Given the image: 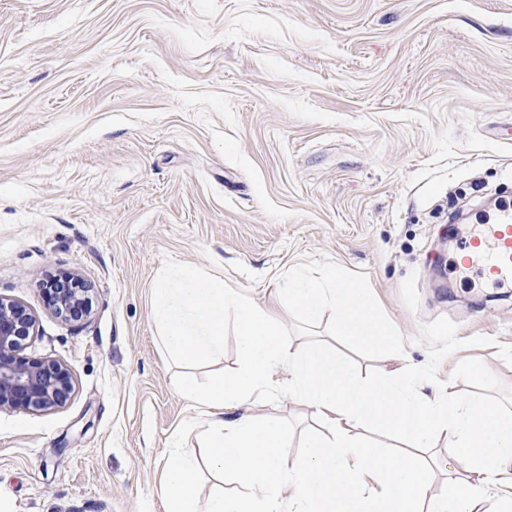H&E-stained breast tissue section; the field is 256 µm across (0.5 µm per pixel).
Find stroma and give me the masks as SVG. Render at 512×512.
<instances>
[{"instance_id":"35a3bbf8","label":"stroma","mask_w":512,"mask_h":512,"mask_svg":"<svg viewBox=\"0 0 512 512\" xmlns=\"http://www.w3.org/2000/svg\"><path fill=\"white\" fill-rule=\"evenodd\" d=\"M512 202V0H0V295L64 406L0 410L10 512H165V452L193 440L152 319L173 265L263 304L299 348L512 409V288L456 270V239ZM334 270L402 348L335 335L280 293ZM70 274L68 324L45 286ZM289 453L318 428L282 392ZM50 281L45 288L49 304L56 316L65 322L77 323L89 314L90 288L74 277H59Z\"/></svg>"}]
</instances>
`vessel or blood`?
Instances as JSON below:
<instances>
[{"label":"vessel or blood","instance_id":"obj_1","mask_svg":"<svg viewBox=\"0 0 512 512\" xmlns=\"http://www.w3.org/2000/svg\"><path fill=\"white\" fill-rule=\"evenodd\" d=\"M461 267L490 271L496 282L512 284V204H502L492 222L459 245Z\"/></svg>","mask_w":512,"mask_h":512}]
</instances>
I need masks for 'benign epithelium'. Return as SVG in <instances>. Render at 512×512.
Wrapping results in <instances>:
<instances>
[{
    "label": "benign epithelium",
    "instance_id": "7a95c632",
    "mask_svg": "<svg viewBox=\"0 0 512 512\" xmlns=\"http://www.w3.org/2000/svg\"><path fill=\"white\" fill-rule=\"evenodd\" d=\"M89 292L86 284L69 276L52 279L46 289L54 314L69 323L87 318ZM34 331L32 314L0 295V409L41 411L65 405L71 396L72 377L64 365L23 355Z\"/></svg>",
    "mask_w": 512,
    "mask_h": 512
}]
</instances>
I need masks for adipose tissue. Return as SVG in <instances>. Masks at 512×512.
I'll return each mask as SVG.
<instances>
[{
  "label": "adipose tissue",
  "mask_w": 512,
  "mask_h": 512,
  "mask_svg": "<svg viewBox=\"0 0 512 512\" xmlns=\"http://www.w3.org/2000/svg\"><path fill=\"white\" fill-rule=\"evenodd\" d=\"M284 293L304 316L336 311L340 335L388 348L396 338L378 321L365 296L336 285L327 270L316 277L289 272ZM151 315L170 359L207 364L232 333L238 366L200 384L183 376L180 391L206 414L192 445L172 450L165 470L166 512H482L481 487L512 468V411L482 399L460 400L442 392L426 399L399 381L371 383L324 344L291 348L269 311L244 294L224 289L203 272L170 267L153 290ZM288 391L313 411L324 435L308 436L307 452L290 458L288 433L279 420L225 409ZM374 424L393 432L407 452L384 456L378 445L351 438L352 429ZM442 437L455 448L458 468L434 495L427 465L413 449ZM234 484L199 500L200 467Z\"/></svg>",
  "instance_id": "ef3b65f1"
}]
</instances>
